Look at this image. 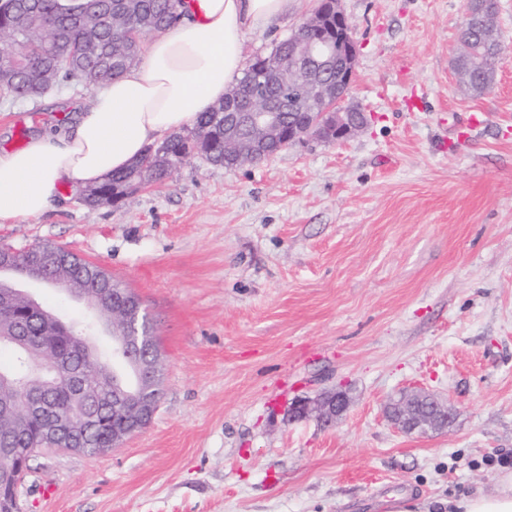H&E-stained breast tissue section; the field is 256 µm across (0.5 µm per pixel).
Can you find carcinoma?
<instances>
[{
  "instance_id": "carcinoma-1",
  "label": "carcinoma",
  "mask_w": 512,
  "mask_h": 512,
  "mask_svg": "<svg viewBox=\"0 0 512 512\" xmlns=\"http://www.w3.org/2000/svg\"><path fill=\"white\" fill-rule=\"evenodd\" d=\"M187 0H5L1 17L11 19L13 28L0 32V42L9 49L0 53V97L17 98L30 88L46 92L68 80H78L87 89H95L121 78L139 60L140 43L125 37L129 30L138 29L148 35L175 25L186 11ZM480 43L478 19L464 18L460 45L474 54L458 57L464 67L459 75L462 83L476 93L488 91L495 78V64L506 49L505 42L477 50ZM238 93L217 102L202 113L196 124L185 133H175L159 145L147 148L146 153L125 171L112 174L105 182L87 190L84 202L93 207L112 205L133 194L135 186L144 181L164 182L171 171L189 155L197 152L209 163L224 164V125L233 122L242 111L247 98L257 89L250 79L249 69L236 85ZM267 94L282 108L280 116L286 123L303 124L310 120L309 109L299 102L302 91L284 88L275 82L265 85ZM65 251L51 245L35 246L21 256L15 266L40 272L45 264ZM57 276L68 280L73 288H92L102 282L119 289L136 304L132 313L138 315L137 336L145 351L155 349V336L148 312L135 295L101 268L87 263L76 254L61 262ZM16 361L5 371L20 391L15 405L27 419L26 427L14 433L0 432V455L10 448H62L92 454L97 448H112V429L126 431L123 422L112 421V382L108 363L97 353L96 377L90 379V394L86 397L91 414L103 416L106 429H91L78 443L53 441L45 437L36 405L28 402L25 389L29 385L35 360L31 354L13 346ZM54 405L75 407L74 388L70 384L54 386Z\"/></svg>"
}]
</instances>
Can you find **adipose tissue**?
Returning a JSON list of instances; mask_svg holds the SVG:
<instances>
[{"mask_svg":"<svg viewBox=\"0 0 512 512\" xmlns=\"http://www.w3.org/2000/svg\"><path fill=\"white\" fill-rule=\"evenodd\" d=\"M295 0H194L180 23L149 45L146 58L72 113L64 134L32 136L0 152V223L36 217L59 198L137 161L156 140L192 127L242 75L250 32L285 16ZM454 512H512V469L461 495Z\"/></svg>","mask_w":512,"mask_h":512,"instance_id":"obj_1","label":"adipose tissue"}]
</instances>
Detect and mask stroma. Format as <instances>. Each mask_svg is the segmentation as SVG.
Instances as JSON below:
<instances>
[{
	"mask_svg": "<svg viewBox=\"0 0 512 512\" xmlns=\"http://www.w3.org/2000/svg\"><path fill=\"white\" fill-rule=\"evenodd\" d=\"M320 4L296 0L244 55ZM339 5L357 44L347 100L371 115L353 138L234 169L191 157L117 206L66 184L42 216L0 224V245L64 248L134 292L164 360L150 424L101 455L35 452L21 512H381L397 496L448 512L512 462V0L481 96L451 68L465 0ZM94 97L71 80L0 100V150ZM418 387L453 404L448 428L386 420ZM338 388L335 424L289 420L294 399Z\"/></svg>",
	"mask_w": 512,
	"mask_h": 512,
	"instance_id": "1",
	"label": "stroma"
}]
</instances>
